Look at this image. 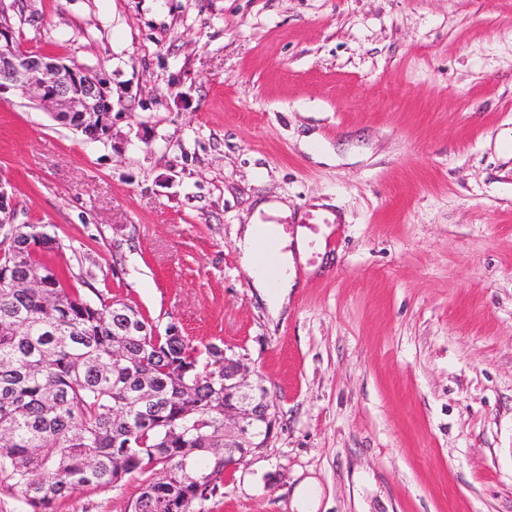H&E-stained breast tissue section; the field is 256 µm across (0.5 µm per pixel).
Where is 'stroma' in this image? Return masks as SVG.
<instances>
[{
  "label": "stroma",
  "mask_w": 512,
  "mask_h": 512,
  "mask_svg": "<svg viewBox=\"0 0 512 512\" xmlns=\"http://www.w3.org/2000/svg\"><path fill=\"white\" fill-rule=\"evenodd\" d=\"M110 79L89 142L0 92V184L81 293L248 366L277 420L197 512H512V0H23ZM311 251L279 315L257 204ZM139 476L53 512H127ZM248 225L237 244L241 253V262L252 277L253 288H256L267 301L271 314L276 316L288 299L289 289L296 288L294 254L293 251H288V242L280 236L276 224ZM272 241L275 242L276 248L273 253L274 261L281 269V274L274 280L269 278L258 261L260 246Z\"/></svg>",
  "instance_id": "1"
}]
</instances>
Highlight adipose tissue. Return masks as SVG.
I'll return each instance as SVG.
<instances>
[{"instance_id":"ef3b65f1","label":"adipose tissue","mask_w":512,"mask_h":512,"mask_svg":"<svg viewBox=\"0 0 512 512\" xmlns=\"http://www.w3.org/2000/svg\"><path fill=\"white\" fill-rule=\"evenodd\" d=\"M274 243L273 254L276 266L281 273L276 278H269L266 270L258 261L259 249L262 244ZM241 262L252 277V286L267 301L271 314H279L288 299V292L296 285L293 273L294 258L306 255L309 245L307 239H298L295 245H288L279 234L277 225H249L242 238L238 241Z\"/></svg>"}]
</instances>
